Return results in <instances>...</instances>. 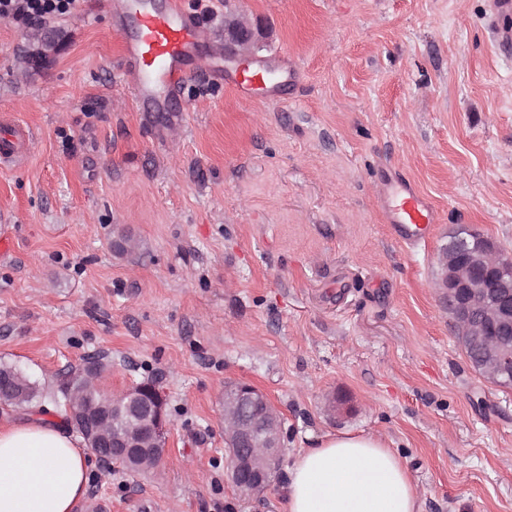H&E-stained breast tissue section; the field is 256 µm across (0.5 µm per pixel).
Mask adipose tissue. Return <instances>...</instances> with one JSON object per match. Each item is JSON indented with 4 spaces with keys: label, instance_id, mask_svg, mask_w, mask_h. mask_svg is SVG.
<instances>
[{
    "label": "adipose tissue",
    "instance_id": "obj_1",
    "mask_svg": "<svg viewBox=\"0 0 512 512\" xmlns=\"http://www.w3.org/2000/svg\"><path fill=\"white\" fill-rule=\"evenodd\" d=\"M92 454L47 420L0 426V512H76ZM285 512H421L408 469L374 435H328L293 462Z\"/></svg>",
    "mask_w": 512,
    "mask_h": 512
}]
</instances>
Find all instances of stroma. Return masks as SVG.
Here are the masks:
<instances>
[{"instance_id": "stroma-1", "label": "stroma", "mask_w": 512, "mask_h": 512, "mask_svg": "<svg viewBox=\"0 0 512 512\" xmlns=\"http://www.w3.org/2000/svg\"><path fill=\"white\" fill-rule=\"evenodd\" d=\"M123 2L32 31L0 19V136L32 133L0 165V363L50 419L95 354L105 393L151 378L167 403L162 465H97L77 512H283L287 473L250 497L227 478L236 382L277 409L283 465L363 432L397 451L421 512H512V387L473 369L436 288L458 226L512 255V51L490 0H234L276 78L241 97L205 38L168 95L179 121L120 71ZM48 30L63 47L32 67ZM389 172L440 215L419 246L384 221Z\"/></svg>"}]
</instances>
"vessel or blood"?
Segmentation results:
<instances>
[{
    "label": "vessel or blood",
    "instance_id": "obj_1",
    "mask_svg": "<svg viewBox=\"0 0 512 512\" xmlns=\"http://www.w3.org/2000/svg\"><path fill=\"white\" fill-rule=\"evenodd\" d=\"M123 18L134 29L122 60L130 84L140 100L156 111H168L165 92L184 81L185 62L204 35L175 2L160 10L147 0H127ZM490 24L498 43L512 48V0H494ZM24 141L21 131L0 138V164L18 163ZM382 207L397 238L407 244L420 240L439 221L437 210L418 188L396 176L386 182Z\"/></svg>",
    "mask_w": 512,
    "mask_h": 512
}]
</instances>
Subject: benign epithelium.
<instances>
[{"label": "benign epithelium", "instance_id": "benign-epithelium-1", "mask_svg": "<svg viewBox=\"0 0 512 512\" xmlns=\"http://www.w3.org/2000/svg\"><path fill=\"white\" fill-rule=\"evenodd\" d=\"M261 24L224 15V46L244 53L229 55L244 65L259 49ZM440 294L467 349L489 380L512 381V257L477 231L458 247L442 249ZM83 420L91 447L124 459L139 470H152L163 460L168 420L155 386L138 384L116 395H101L95 410L70 404ZM126 415L116 431L111 415ZM224 434L227 469L233 487L243 495L263 492L280 468L281 423L269 399L255 387L237 383L224 390Z\"/></svg>", "mask_w": 512, "mask_h": 512}]
</instances>
